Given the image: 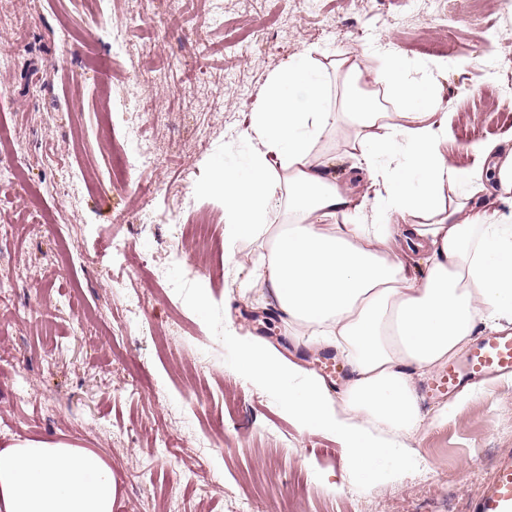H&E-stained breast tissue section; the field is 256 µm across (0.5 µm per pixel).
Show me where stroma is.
<instances>
[{"mask_svg": "<svg viewBox=\"0 0 512 512\" xmlns=\"http://www.w3.org/2000/svg\"><path fill=\"white\" fill-rule=\"evenodd\" d=\"M442 0H12L0 63V446L28 438L97 452L114 512H469L512 452V379L459 397L417 382L416 464L366 486L335 438L302 431L246 379L227 335L266 343L341 389L327 351L296 347L237 285L258 243L224 255L222 199L205 190L268 77L311 51L325 64L392 53L433 80L448 159L512 150V7ZM152 16L146 26L143 16ZM153 145L135 166L133 144ZM214 234L205 258L183 225ZM209 295L199 309L200 291ZM446 420L434 418L445 403Z\"/></svg>", "mask_w": 512, "mask_h": 512, "instance_id": "obj_1", "label": "stroma"}]
</instances>
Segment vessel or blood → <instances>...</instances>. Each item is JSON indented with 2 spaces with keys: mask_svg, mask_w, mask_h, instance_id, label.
<instances>
[{
  "mask_svg": "<svg viewBox=\"0 0 512 512\" xmlns=\"http://www.w3.org/2000/svg\"><path fill=\"white\" fill-rule=\"evenodd\" d=\"M512 375V329L482 337L466 359L435 380L432 390L441 394L466 384ZM471 512H512V453L504 455Z\"/></svg>",
  "mask_w": 512,
  "mask_h": 512,
  "instance_id": "obj_1",
  "label": "vessel or blood"
}]
</instances>
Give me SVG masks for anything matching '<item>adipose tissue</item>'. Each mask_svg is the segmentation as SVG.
Returning a JSON list of instances; mask_svg holds the SVG:
<instances>
[{
    "label": "adipose tissue",
    "mask_w": 512,
    "mask_h": 512,
    "mask_svg": "<svg viewBox=\"0 0 512 512\" xmlns=\"http://www.w3.org/2000/svg\"><path fill=\"white\" fill-rule=\"evenodd\" d=\"M333 99L310 51L269 76L224 163L218 194L231 240L260 239L267 255L238 284L259 293L297 344L327 347L350 368L331 391L263 343L238 344L242 374L274 390L303 431L327 433L366 483L414 461L406 444L423 426L415 381L460 355L478 325L512 326V209L447 204V189L483 182L448 161V115L428 82L394 55L369 71L343 58ZM388 88L403 109L379 97ZM348 121L350 159L365 185L336 181L314 145ZM283 211L282 224L270 221ZM428 252L424 277L408 271L401 239ZM111 467L94 451L27 439L0 448V512H114Z\"/></svg>",
    "instance_id": "1"
}]
</instances>
